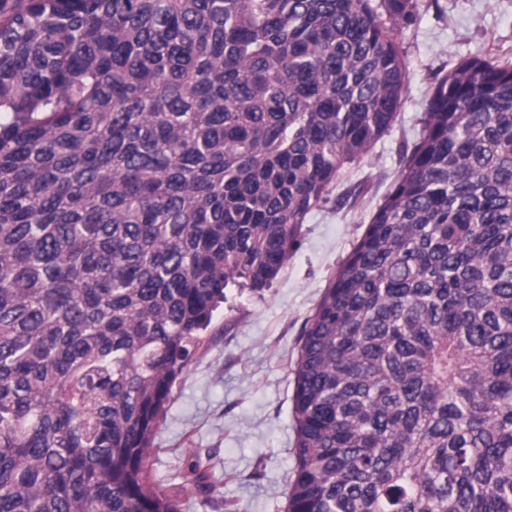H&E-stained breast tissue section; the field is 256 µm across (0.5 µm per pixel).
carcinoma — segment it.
Here are the masks:
<instances>
[{
	"label": "carcinoma",
	"mask_w": 512,
	"mask_h": 512,
	"mask_svg": "<svg viewBox=\"0 0 512 512\" xmlns=\"http://www.w3.org/2000/svg\"><path fill=\"white\" fill-rule=\"evenodd\" d=\"M418 0H0V512L147 465L237 288L391 128ZM288 512H512V57L436 79L304 324Z\"/></svg>",
	"instance_id": "obj_1"
}]
</instances>
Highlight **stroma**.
I'll use <instances>...</instances> for the list:
<instances>
[{
	"instance_id": "stroma-1",
	"label": "stroma",
	"mask_w": 512,
	"mask_h": 512,
	"mask_svg": "<svg viewBox=\"0 0 512 512\" xmlns=\"http://www.w3.org/2000/svg\"><path fill=\"white\" fill-rule=\"evenodd\" d=\"M419 3L418 23L395 34L408 81L390 131L306 217L301 246L271 288L229 292L176 380L149 459L160 490L179 492L198 459L233 512H286L295 465L293 369L302 326L393 184L402 147L418 139L435 77L475 55L512 53V0ZM352 189L356 199L340 204Z\"/></svg>"
}]
</instances>
